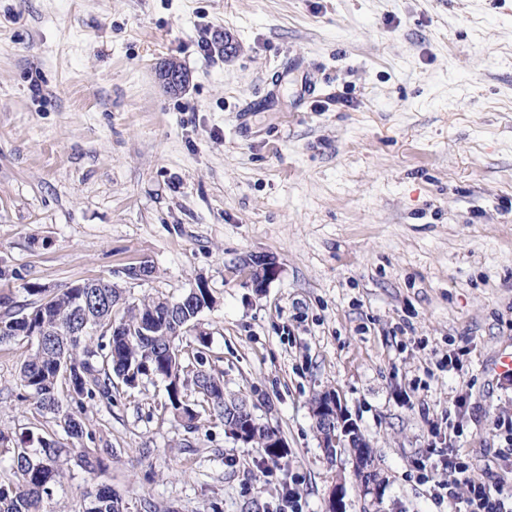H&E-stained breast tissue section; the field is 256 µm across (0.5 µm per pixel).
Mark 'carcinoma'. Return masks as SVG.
Returning a JSON list of instances; mask_svg holds the SVG:
<instances>
[{
	"mask_svg": "<svg viewBox=\"0 0 512 512\" xmlns=\"http://www.w3.org/2000/svg\"><path fill=\"white\" fill-rule=\"evenodd\" d=\"M194 301L175 315L168 314L167 297H152L114 311L122 291L111 281L102 288L77 283L51 295L30 286L35 300L0 317V343L26 341L31 353L21 363L19 380L25 399L40 415L50 414L64 434L80 441L94 439L86 429L87 404L112 403V389L134 387L145 378L166 383L164 408L187 429L203 413L224 420L236 398L224 396V379L205 368L209 337L192 335L202 309L210 307L207 289L197 288ZM192 340L181 346L187 337ZM66 386L67 394L60 392ZM276 431L253 427L252 443L272 460L286 455L273 447ZM10 453L17 480L0 483V512H49L47 503L63 476L64 448L43 435L27 431ZM83 512H125L122 500L108 487L86 492Z\"/></svg>",
	"mask_w": 512,
	"mask_h": 512,
	"instance_id": "obj_1",
	"label": "carcinoma"
}]
</instances>
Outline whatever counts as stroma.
<instances>
[{
  "mask_svg": "<svg viewBox=\"0 0 512 512\" xmlns=\"http://www.w3.org/2000/svg\"><path fill=\"white\" fill-rule=\"evenodd\" d=\"M227 36L232 52L202 51ZM176 61L189 83L158 76ZM317 85L307 95V80ZM257 259L278 276L255 287ZM147 266L148 276H134ZM104 279L127 301L204 284L207 366L281 433L287 471L165 385L88 406L48 504L106 485L126 512H367L327 459L335 391L387 481L382 512H448L444 448L512 489V0H0V314ZM0 344V431L55 433ZM433 483L419 482V474Z\"/></svg>",
  "mask_w": 512,
  "mask_h": 512,
  "instance_id": "35a3bbf8",
  "label": "stroma"
}]
</instances>
